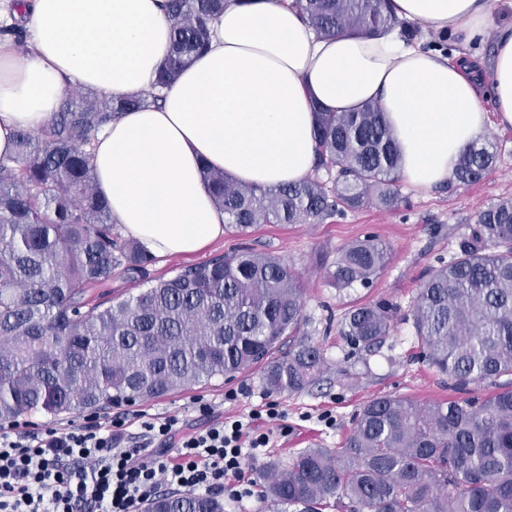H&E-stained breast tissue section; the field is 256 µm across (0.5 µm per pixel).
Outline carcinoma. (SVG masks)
Here are the masks:
<instances>
[{"instance_id": "obj_1", "label": "carcinoma", "mask_w": 512, "mask_h": 512, "mask_svg": "<svg viewBox=\"0 0 512 512\" xmlns=\"http://www.w3.org/2000/svg\"><path fill=\"white\" fill-rule=\"evenodd\" d=\"M315 32L373 34L401 24L389 0H296ZM224 0H168L171 44L157 84L168 87L209 43ZM157 98L111 99L64 90L42 131L22 129L15 156L0 158V424L51 418L133 401L259 368L268 391L303 392L326 369L324 350H282L304 307L299 276L250 248L186 266L136 296L91 303L88 293L118 269L146 277L154 262L125 239L96 187L90 148L119 114ZM314 169L328 179L273 187L203 168L225 229L322 224L345 209H393L400 154L379 104L317 109ZM496 163L490 142L471 145L454 182L471 184ZM387 248L366 236L325 268L338 291L366 286ZM406 319L422 358L466 392L512 376V198L479 210L459 252L431 268ZM395 327L387 302L351 307L339 333L357 351L380 348ZM272 512H512V387L481 398L420 405L381 395L356 414L341 448H301L260 474ZM142 512H224L212 495L172 492Z\"/></svg>"}]
</instances>
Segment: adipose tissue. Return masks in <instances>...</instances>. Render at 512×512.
I'll use <instances>...</instances> for the list:
<instances>
[{
    "mask_svg": "<svg viewBox=\"0 0 512 512\" xmlns=\"http://www.w3.org/2000/svg\"><path fill=\"white\" fill-rule=\"evenodd\" d=\"M165 0H0V27L23 21L27 54L0 39V157L18 129L42 130L62 91L111 97L155 90L169 47ZM400 22L458 38L493 40V55L453 60L405 41L317 36L295 0H226L206 53L160 105L124 113L96 136L97 187L114 223L158 258L187 257L224 234L202 165L271 187L314 168V107L347 112L378 103L417 189L450 181L463 151L490 124L512 127V21L492 0H392ZM490 95L493 112L481 105Z\"/></svg>",
    "mask_w": 512,
    "mask_h": 512,
    "instance_id": "ef3b65f1",
    "label": "adipose tissue"
}]
</instances>
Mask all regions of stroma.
<instances>
[{"label":"stroma","instance_id":"1","mask_svg":"<svg viewBox=\"0 0 512 512\" xmlns=\"http://www.w3.org/2000/svg\"><path fill=\"white\" fill-rule=\"evenodd\" d=\"M488 138L497 149V163L482 181L454 190L436 187L425 191L401 184L402 201L392 211L368 207L346 212L322 224H260L246 234L226 231L202 251L203 262L248 246L282 258L302 277L305 288L303 319L295 342L322 347L328 367L319 384L294 395H273L263 383L261 370L253 369L227 381L213 379L145 404L124 406L127 414L140 410L161 415L176 414L198 429L208 417L196 409L198 398L216 406L229 419L248 418L267 402H276L287 416L288 432L276 436L259 461H245L243 469L253 495L245 504L225 501L224 512H264L258 475L264 464L287 462L300 448H339L360 406L384 394L426 404L454 398L448 379L419 357V343L411 322L405 321L417 289L438 261L449 260L459 241L468 236L477 210L503 197H512V128H491ZM371 234L389 249V262L371 287L336 291L327 281L323 266L335 261L341 248ZM386 300L397 305L401 316L395 331L374 352H352L338 332L347 309L357 303ZM236 399H225L229 390Z\"/></svg>","mask_w":512,"mask_h":512}]
</instances>
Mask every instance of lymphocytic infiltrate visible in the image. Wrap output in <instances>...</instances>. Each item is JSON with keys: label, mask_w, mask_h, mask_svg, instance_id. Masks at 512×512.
Instances as JSON below:
<instances>
[{"label": "lymphocytic infiltrate", "mask_w": 512, "mask_h": 512, "mask_svg": "<svg viewBox=\"0 0 512 512\" xmlns=\"http://www.w3.org/2000/svg\"><path fill=\"white\" fill-rule=\"evenodd\" d=\"M285 414L266 403L251 420H218L198 430L147 413L66 428L0 431V512H138L160 489L230 492L244 460L258 459ZM264 427H257V420Z\"/></svg>", "instance_id": "1"}]
</instances>
